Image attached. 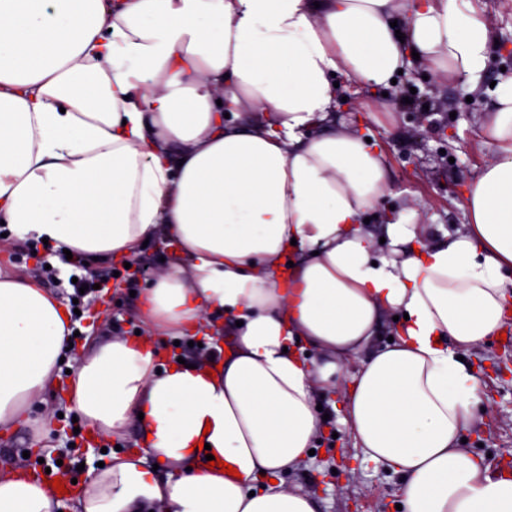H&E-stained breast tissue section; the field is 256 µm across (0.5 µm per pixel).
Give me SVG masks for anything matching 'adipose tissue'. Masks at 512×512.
I'll return each instance as SVG.
<instances>
[{
    "label": "adipose tissue",
    "mask_w": 512,
    "mask_h": 512,
    "mask_svg": "<svg viewBox=\"0 0 512 512\" xmlns=\"http://www.w3.org/2000/svg\"><path fill=\"white\" fill-rule=\"evenodd\" d=\"M493 39L477 0H0V222L59 267L157 238L178 257L141 293L145 337L78 350L61 301L0 271V428L61 380L95 438L138 428L71 512H318L281 478L329 392L405 512H512V480L459 446L481 390L458 359L512 321V78L466 230L429 240L408 206L381 227L386 256L359 222L392 193L386 156L329 120L335 78L387 87L414 52L478 89ZM390 312L392 342L347 372ZM215 313L230 353L159 366L150 337L207 333ZM56 507L22 465L0 472V512Z\"/></svg>",
    "instance_id": "adipose-tissue-1"
}]
</instances>
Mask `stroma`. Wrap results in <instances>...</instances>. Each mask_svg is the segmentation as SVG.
Wrapping results in <instances>:
<instances>
[{
  "instance_id": "obj_1",
  "label": "stroma",
  "mask_w": 512,
  "mask_h": 512,
  "mask_svg": "<svg viewBox=\"0 0 512 512\" xmlns=\"http://www.w3.org/2000/svg\"><path fill=\"white\" fill-rule=\"evenodd\" d=\"M496 44L478 91H469L459 79H441L422 64L405 67L394 86L382 89L363 85L359 102L369 103L362 113L358 104L338 106L337 120L352 121L361 135L383 147L395 181V193L387 197L382 214L402 209L406 204L422 206L424 221L451 230L466 222L463 203L467 184L481 172L491 153L480 139L482 123L493 109L491 82L512 78V0H487ZM52 245L21 241L7 236L0 224V267L35 278L65 303H76L78 312L70 321L80 336H134L139 323L135 317V292L151 282L163 264L174 263L176 254L164 243L144 248L138 257L140 276L122 271L119 261L99 266L106 278L112 301L107 312H100L99 293H77L70 282L75 267L49 270ZM506 339L491 337L482 345L463 351V362L481 381L483 402L476 422L464 433L466 449L485 458L491 469L512 461V326ZM31 402L25 420L6 432L0 431V463L24 462L29 469L45 473L57 464L86 466L109 461L114 448L130 452L137 434L128 430L119 443H107L105 451L87 448L84 434L75 430L71 415H64L48 442L52 456L22 457V449L33 444L31 422L45 415L47 401ZM328 419L319 446L305 471L286 474L289 487H301L315 495L319 512H397L399 480L384 467L356 459L347 428L331 416L330 405H323Z\"/></svg>"
}]
</instances>
